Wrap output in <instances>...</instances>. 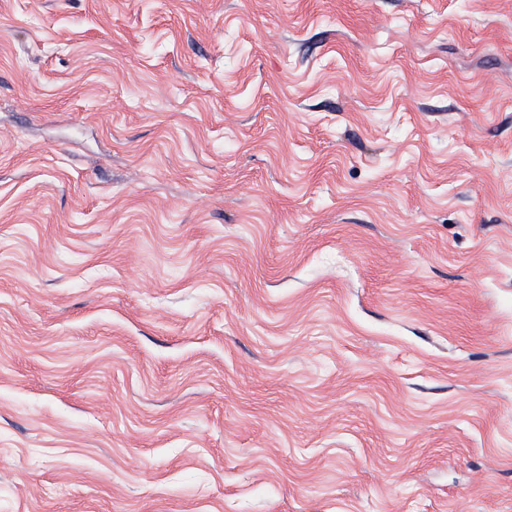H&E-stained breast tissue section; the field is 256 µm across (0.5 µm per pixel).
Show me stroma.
Returning a JSON list of instances; mask_svg holds the SVG:
<instances>
[{"label":"stroma","instance_id":"stroma-1","mask_svg":"<svg viewBox=\"0 0 512 512\" xmlns=\"http://www.w3.org/2000/svg\"><path fill=\"white\" fill-rule=\"evenodd\" d=\"M0 512H512V0H0Z\"/></svg>","mask_w":512,"mask_h":512}]
</instances>
